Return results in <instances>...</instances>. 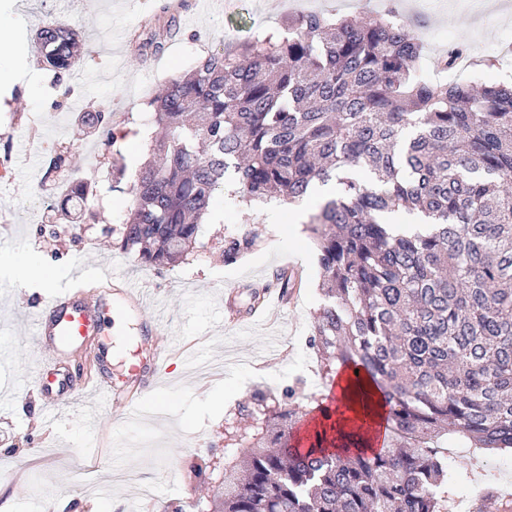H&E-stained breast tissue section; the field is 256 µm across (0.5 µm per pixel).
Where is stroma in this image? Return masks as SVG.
Wrapping results in <instances>:
<instances>
[{
	"instance_id": "stroma-1",
	"label": "stroma",
	"mask_w": 512,
	"mask_h": 512,
	"mask_svg": "<svg viewBox=\"0 0 512 512\" xmlns=\"http://www.w3.org/2000/svg\"><path fill=\"white\" fill-rule=\"evenodd\" d=\"M160 0H0L16 29L14 43L0 46V58L20 57L18 76L10 89H0V158L9 167L0 178V254L38 255L55 273L50 287L24 282L0 296V503L12 512H199L201 503L223 492L211 467L224 462V430L239 404L253 391L281 396L294 389L291 405L309 415L330 382L323 375L317 350L298 349L308 342L313 316L322 302L320 269L305 231H294L288 207L277 200L257 210L239 206L220 194L204 219L205 249L183 263L157 270L121 251L112 230L125 218L131 196L129 181L112 177V157L119 154L128 173H135L148 155L154 129L148 99L171 78L181 75L201 53L230 42H243L262 32L279 30L288 16L313 9L364 15L373 0H216L201 11L199 0H185L179 27L162 52L146 51L142 42ZM473 0H420V32L429 55L467 40L476 63L462 80L512 83V55L500 58L512 44V11L499 0H485L496 16L493 25L476 20ZM56 19L82 34L81 60L70 74V99L55 104L46 92L52 78L30 35L43 21ZM111 113L113 127L133 128L135 145L104 146L81 113ZM69 148L72 164L66 177L94 183V219L81 229H65L54 211L63 193L55 183H42L55 152ZM261 222V238L252 252L235 264H224L215 245L225 230L252 219ZM297 265L301 283L291 302L273 310L251 328L240 330L224 318L226 301L247 306L252 292L277 286L278 274ZM107 271L137 282L149 295L139 319L170 318L201 363L188 366L169 359L162 377L138 392L144 413L131 429L119 426L112 413L92 407L90 400L62 411L54 423L43 419V400L29 391L24 376L40 357L23 318L49 301L75 277ZM130 320L129 340L147 353L154 336L138 335ZM448 461L465 467L453 482L450 499H462V512H512V452H480L449 436ZM108 458L91 481L81 469L88 450ZM112 496L101 501L100 485Z\"/></svg>"
}]
</instances>
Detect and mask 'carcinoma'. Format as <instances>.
I'll list each match as a JSON object with an SVG mask.
<instances>
[{
	"mask_svg": "<svg viewBox=\"0 0 512 512\" xmlns=\"http://www.w3.org/2000/svg\"><path fill=\"white\" fill-rule=\"evenodd\" d=\"M81 33L56 20L35 33L63 85ZM465 46L434 60L456 66ZM424 45L390 6L369 20L310 12L285 31L201 55L149 106L158 129L130 184L117 245L151 267L204 247L216 194L234 185L247 209L290 203L333 182L308 216L321 269L311 345L335 369L358 370L385 410L388 444L360 450L339 408L323 411L308 446L288 399L255 392L225 435L213 512H445L450 471L439 439L512 450V84L416 76ZM90 123L109 144L111 116ZM93 188L69 184L61 213L81 218ZM421 224L397 230L389 216ZM260 236L224 233L234 264Z\"/></svg>",
	"mask_w": 512,
	"mask_h": 512,
	"instance_id": "carcinoma-1",
	"label": "carcinoma"
}]
</instances>
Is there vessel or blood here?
Masks as SVG:
<instances>
[{"label":"vessel or blood","mask_w":512,"mask_h":512,"mask_svg":"<svg viewBox=\"0 0 512 512\" xmlns=\"http://www.w3.org/2000/svg\"><path fill=\"white\" fill-rule=\"evenodd\" d=\"M142 305L138 288L128 281L109 277L98 280L91 288L83 282L74 284L35 310L28 327L45 360L30 372L26 384L40 391L48 417H56L76 393L93 391L98 393L103 408L112 410L126 422H138L140 407L132 396L136 388L154 381L167 345L175 337L161 322H151V331L165 337L166 342L143 358L135 351L117 353L112 346L102 343L100 336L107 327L113 335H124L129 315L141 310ZM83 345L90 348L93 367L76 379L65 371L63 357L69 348ZM116 357L124 368L118 381L110 374Z\"/></svg>","instance_id":"vessel-or-blood-1"}]
</instances>
